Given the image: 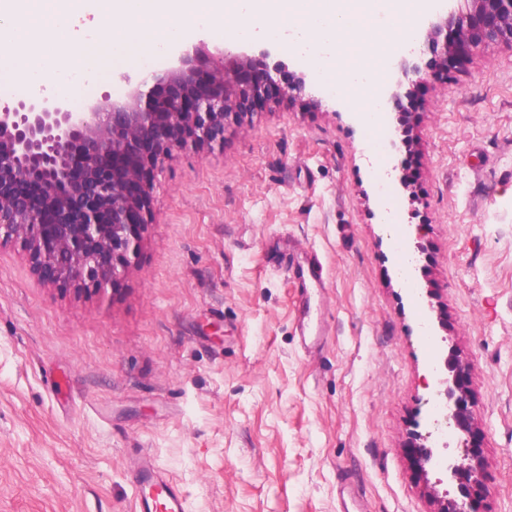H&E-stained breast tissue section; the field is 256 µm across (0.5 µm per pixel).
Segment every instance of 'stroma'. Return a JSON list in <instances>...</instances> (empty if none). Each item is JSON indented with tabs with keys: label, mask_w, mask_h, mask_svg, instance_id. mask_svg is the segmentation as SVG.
<instances>
[{
	"label": "stroma",
	"mask_w": 512,
	"mask_h": 512,
	"mask_svg": "<svg viewBox=\"0 0 512 512\" xmlns=\"http://www.w3.org/2000/svg\"><path fill=\"white\" fill-rule=\"evenodd\" d=\"M268 63L305 96L174 152L118 281L50 287L0 247V512H138L146 454L188 512H432L406 453L430 430L423 315L470 365L486 508L512 512V45L404 97L384 138L302 57Z\"/></svg>",
	"instance_id": "35a3bbf8"
}]
</instances>
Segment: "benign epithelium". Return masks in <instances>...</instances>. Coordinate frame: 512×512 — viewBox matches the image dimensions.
Masks as SVG:
<instances>
[{
	"mask_svg": "<svg viewBox=\"0 0 512 512\" xmlns=\"http://www.w3.org/2000/svg\"><path fill=\"white\" fill-rule=\"evenodd\" d=\"M469 20L450 12L431 25L428 42L442 70L456 67L481 44H512V0H470ZM398 69L412 88L433 75L414 59ZM257 56L230 51L208 64L197 49L177 52L176 64L141 76L123 100L105 93L84 111L64 98L29 95L0 104V244L20 242L37 277L67 288L118 280L151 223L152 177L172 152L224 143L228 124L257 106L297 98L299 80L285 85ZM439 394L465 436L472 464L448 465L425 444L407 449L420 468L451 469L459 496L436 512H484L481 486L489 462L481 455L470 411L469 366L444 360Z\"/></svg>",
	"mask_w": 512,
	"mask_h": 512,
	"instance_id": "benign-epithelium-1",
	"label": "benign epithelium"
}]
</instances>
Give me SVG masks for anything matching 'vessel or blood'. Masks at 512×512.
<instances>
[{
	"label": "vessel or blood",
	"mask_w": 512,
	"mask_h": 512,
	"mask_svg": "<svg viewBox=\"0 0 512 512\" xmlns=\"http://www.w3.org/2000/svg\"><path fill=\"white\" fill-rule=\"evenodd\" d=\"M135 487L138 512H187L183 489L151 458L138 464Z\"/></svg>",
	"instance_id": "b4317fda"
}]
</instances>
